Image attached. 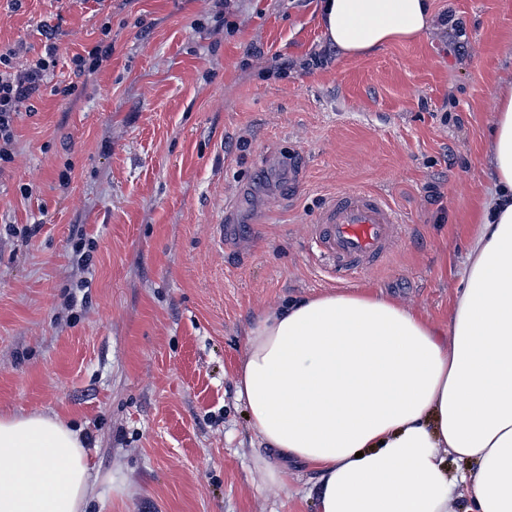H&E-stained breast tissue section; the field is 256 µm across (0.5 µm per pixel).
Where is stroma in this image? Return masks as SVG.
I'll return each mask as SVG.
<instances>
[{"label": "stroma", "mask_w": 512, "mask_h": 512, "mask_svg": "<svg viewBox=\"0 0 512 512\" xmlns=\"http://www.w3.org/2000/svg\"><path fill=\"white\" fill-rule=\"evenodd\" d=\"M319 0H0V52L57 64L0 174V414H58L85 437L89 512H316L235 399L249 328L292 296L367 288L448 324L512 0H433L458 31L337 55ZM110 24L86 88L72 59ZM68 181H61V174ZM382 193L407 233L330 277L308 248L328 197ZM120 492H113V485Z\"/></svg>", "instance_id": "1"}]
</instances>
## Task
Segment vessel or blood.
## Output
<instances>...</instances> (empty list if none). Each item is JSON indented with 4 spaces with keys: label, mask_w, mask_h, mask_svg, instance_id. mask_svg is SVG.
<instances>
[{
    "label": "vessel or blood",
    "mask_w": 512,
    "mask_h": 512,
    "mask_svg": "<svg viewBox=\"0 0 512 512\" xmlns=\"http://www.w3.org/2000/svg\"><path fill=\"white\" fill-rule=\"evenodd\" d=\"M406 235V226L389 201L366 189L331 197L315 221L312 247L339 275L381 263Z\"/></svg>",
    "instance_id": "1"
}]
</instances>
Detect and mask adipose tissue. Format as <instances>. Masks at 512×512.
Here are the masks:
<instances>
[{
    "mask_svg": "<svg viewBox=\"0 0 512 512\" xmlns=\"http://www.w3.org/2000/svg\"><path fill=\"white\" fill-rule=\"evenodd\" d=\"M330 46L367 55L435 29L431 0H321ZM447 328L365 288L295 299L247 334L236 394L270 482L318 475L319 512H512V85ZM464 465L449 475V461ZM86 442L59 416H0V512H85Z\"/></svg>",
    "mask_w": 512,
    "mask_h": 512,
    "instance_id": "ef3b65f1",
    "label": "adipose tissue"
}]
</instances>
